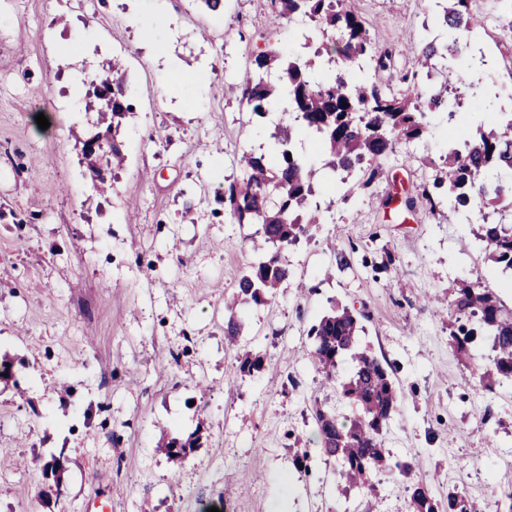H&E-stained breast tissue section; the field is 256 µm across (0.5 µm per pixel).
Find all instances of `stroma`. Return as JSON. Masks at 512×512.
<instances>
[{
	"mask_svg": "<svg viewBox=\"0 0 512 512\" xmlns=\"http://www.w3.org/2000/svg\"><path fill=\"white\" fill-rule=\"evenodd\" d=\"M371 40L391 51L376 81L426 73L413 52L437 33L434 0H351ZM488 16L465 72L512 107V40L503 0ZM288 51L295 25L266 0H0V512H407L402 482L380 477L370 495L340 484L316 439L317 405L351 415L313 370L309 327L331 306L364 314L357 348L377 357L402 393L385 431L392 461L454 489L479 512H504L512 491V380L484 388L448 344L429 296L462 279L486 280L512 308V275L486 262L479 220L402 205L423 182L422 157L448 148L436 115L430 138L401 143L364 189L315 198L324 221L292 246L275 302L235 305L233 275L258 258L257 227L224 217V188L242 179L238 154L268 142L278 115L259 123L224 87L243 75L268 34ZM122 57L133 115L118 142L122 167L94 189L78 137L97 132L84 75ZM208 72L184 84L170 68ZM55 118L40 133L36 117ZM470 241L459 246L460 237ZM264 356L259 377L239 373L224 338ZM199 433L181 460L162 451ZM310 451L296 472V449ZM63 455L61 476L46 473Z\"/></svg>",
	"mask_w": 512,
	"mask_h": 512,
	"instance_id": "stroma-1",
	"label": "stroma"
}]
</instances>
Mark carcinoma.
Listing matches in <instances>:
<instances>
[{
  "label": "carcinoma",
  "instance_id": "obj_1",
  "mask_svg": "<svg viewBox=\"0 0 512 512\" xmlns=\"http://www.w3.org/2000/svg\"><path fill=\"white\" fill-rule=\"evenodd\" d=\"M476 0H442L438 3L439 26L443 32L429 40L416 55V64L445 76L424 89L408 88L403 93L390 83L378 85L350 75L364 71L369 62L385 70L389 53L380 50L369 37L366 22L349 0H271L276 19L292 21L297 16L312 26L298 31L301 47L321 42L314 56L302 53L282 55L269 46L251 60V68L237 81L225 86L257 118L264 121L278 110L288 114V131L272 134L273 146L249 149L239 162L245 176L224 188V212L240 224H257V233L268 251L248 270L235 278L236 300L241 305H264L276 298L280 286L290 277L283 251L310 236L321 223L322 212L310 206L316 175L327 184L347 186L354 192L362 183H348L349 175L365 162H375L394 153L403 141L420 140L431 129L439 113L453 120L462 108L461 88H473L463 76L450 78L448 59L469 50L468 44L448 41V30L472 32L483 26ZM112 109L99 107L102 120H110L117 131L132 112L127 89L112 81ZM315 139L324 159L320 166L297 152L292 131ZM512 119L506 131L498 133L481 126L448 142V151L431 160L429 180L421 183L404 205L430 214L442 201L469 221L484 209L509 201L512 205ZM447 194L441 199L438 191ZM488 260L512 271V226L483 224L478 236ZM446 310L453 318L449 337L461 364L482 379L491 371L512 377V309L506 310L496 294L480 279L463 280L448 292ZM363 314L354 307L332 309L314 323L308 335L315 344L310 352L315 371L325 382L336 384V394L352 406V416L318 406L314 409L321 452L341 464L339 477L350 486L376 489L373 475L387 472L404 480L413 470L410 462L391 463L386 454L384 429L401 402V392L386 367L375 356L356 350ZM242 320L229 314L224 336L237 343ZM493 338L492 368L474 361L470 344L478 332ZM351 354L355 362L350 378L337 381L338 361ZM238 369L252 375L265 370L260 356L245 350L237 354ZM410 512H476L473 503L454 490L435 493L420 481L405 486Z\"/></svg>",
  "mask_w": 512,
  "mask_h": 512
}]
</instances>
